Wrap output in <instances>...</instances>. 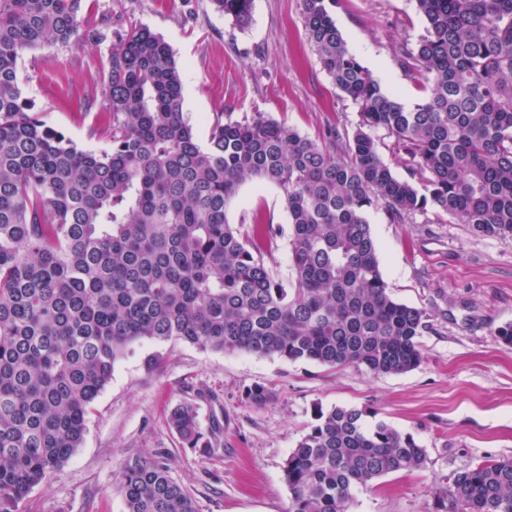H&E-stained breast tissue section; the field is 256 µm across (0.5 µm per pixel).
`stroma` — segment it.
Returning a JSON list of instances; mask_svg holds the SVG:
<instances>
[{
  "label": "stroma",
  "mask_w": 512,
  "mask_h": 512,
  "mask_svg": "<svg viewBox=\"0 0 512 512\" xmlns=\"http://www.w3.org/2000/svg\"><path fill=\"white\" fill-rule=\"evenodd\" d=\"M87 22L107 41L25 51L19 77L47 125L79 146L104 145L108 59L113 42L135 26L171 46L180 67L183 112L200 143L217 116L255 112L323 141L328 129L353 133L359 116L308 43L301 0H254L242 28L210 0H84ZM333 17L349 50L408 104L428 84L400 64L424 24L414 0H336ZM229 224L252 234L273 223L279 234L264 259L280 281L291 277L289 219L283 191L243 185L226 209ZM380 269L396 300L425 310L424 359L414 370L375 376L278 357L222 353L182 341L143 340L118 360L90 413L81 448L59 476L35 487L20 512H126L119 491L129 461L162 457L191 493L196 512H286L284 465L316 409H364L426 450L417 468L384 475L356 494L352 512H436L431 491L487 458H512V346L494 331L512 322V238L475 235L435 212L391 221L370 210ZM273 399L257 407L248 388ZM194 403L201 430L224 424L223 447L191 448L170 428L169 410Z\"/></svg>",
  "instance_id": "1"
}]
</instances>
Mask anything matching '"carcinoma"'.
<instances>
[{
	"mask_svg": "<svg viewBox=\"0 0 512 512\" xmlns=\"http://www.w3.org/2000/svg\"><path fill=\"white\" fill-rule=\"evenodd\" d=\"M83 0H0V512H19L83 444L93 404L127 347L182 341L217 352L353 366L397 375L422 361L425 310L396 301L367 214L399 222L432 209L475 233L512 238V0H414L424 21L403 65L430 93L408 108L349 50L331 7L301 0L308 41L359 122L345 149L262 112L215 122L198 142L182 112L181 72L165 40L134 28L112 45L102 127L107 147H79L47 125L18 77L22 52L105 33ZM245 28L253 0H211ZM385 132L422 187L382 161ZM279 187L293 279L228 224L241 185ZM246 398L263 406L264 386ZM365 409H318L284 466L287 512H350L355 492L422 465L426 450ZM168 424L213 448L194 405ZM126 512H196L159 459L122 472ZM443 512H512V459H485L432 491Z\"/></svg>",
	"mask_w": 512,
	"mask_h": 512,
	"instance_id": "cac0c4a2",
	"label": "carcinoma"
}]
</instances>
